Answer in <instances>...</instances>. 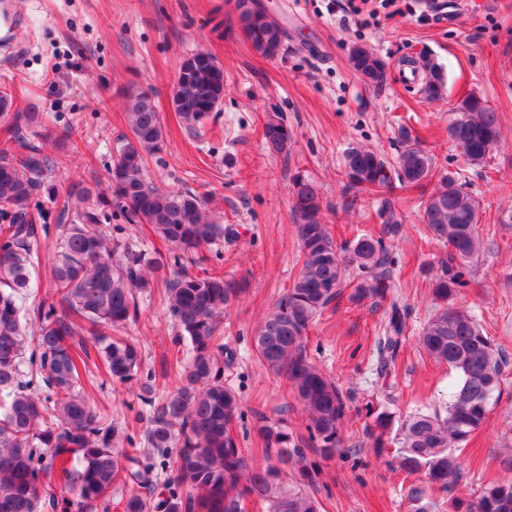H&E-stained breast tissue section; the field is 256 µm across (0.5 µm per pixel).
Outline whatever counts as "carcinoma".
<instances>
[{
  "label": "carcinoma",
  "mask_w": 512,
  "mask_h": 512,
  "mask_svg": "<svg viewBox=\"0 0 512 512\" xmlns=\"http://www.w3.org/2000/svg\"><path fill=\"white\" fill-rule=\"evenodd\" d=\"M238 25L252 48L272 58L283 48L286 31L273 17L243 9ZM353 68L373 83L383 76L382 61L354 46ZM224 99V67L210 53L197 51L181 63L174 85V111L191 128ZM11 95L0 91V116H13L24 131L14 144L0 148V512H75L106 500L121 481L126 492L123 512H238L253 498L267 512H321L320 503L304 487L313 482L315 466L303 449L288 452V434L262 423L257 435L265 454L277 463L248 464L231 433L242 416L237 394L224 385V344L218 319L239 289L219 273L203 276L177 273L165 281L168 311L191 356L176 361L177 383L149 401L152 415L144 447L128 449L131 437L96 415L89 405L95 390L87 373L91 356L83 335L107 328L121 334L100 347L105 373L120 383L136 378L141 348L122 336L135 316V290L150 287L148 275L165 264L125 247L118 254L109 221L112 209L130 224H149L163 241L181 251L174 262L224 238L230 228L202 215L201 197L165 191L146 176V156L164 141V129L153 96L129 94L130 134L118 139L109 169L108 190L82 181L67 187L65 206L51 226L41 210L31 208L35 196L52 195V174L60 159L37 142L39 113L10 114ZM397 165L391 167L376 151L354 146L345 153V177L352 188H382L397 179L421 186L433 178L431 155L405 129ZM448 135L467 165L485 162L499 139L497 113L480 98L466 96L457 106ZM264 138L281 153L290 133L278 115L268 118ZM297 232L303 254L301 268L288 292L259 325L254 347L260 358L285 373L307 414L308 439L322 457L337 451L347 404L342 391L308 357L305 338L318 316L343 295L347 261L323 224L315 188L298 181L293 193ZM478 205L455 173L440 177L426 198L423 223L448 245L432 283L436 309L422 328L419 342L437 362L459 379L445 414L415 413L395 420L386 411L372 413L367 436L375 448L389 440L398 444L401 471L415 476L404 490L407 512H439L434 490L452 492L462 479L455 451L486 421L489 401L499 390L503 359L473 316L455 299L464 285L463 269L481 252ZM54 233L56 260L53 285L59 304L39 307L41 325L28 331L22 304L32 288L38 238ZM351 262L365 277L349 300L360 304L384 297L391 288L390 258L383 238L363 236ZM406 314L392 303L384 336L377 348V374L388 377L406 331ZM87 374L82 380L81 374ZM175 456L177 476L160 480L152 459ZM67 492L55 490V464ZM294 470L285 485L282 470ZM448 512H512V480L487 484L474 502L449 500Z\"/></svg>",
  "instance_id": "cac0c4a2"
}]
</instances>
